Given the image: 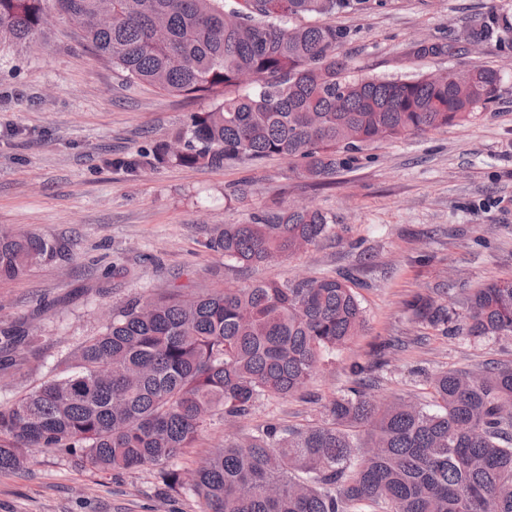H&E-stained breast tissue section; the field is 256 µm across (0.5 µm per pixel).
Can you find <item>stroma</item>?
Instances as JSON below:
<instances>
[{"label": "stroma", "mask_w": 512, "mask_h": 512, "mask_svg": "<svg viewBox=\"0 0 512 512\" xmlns=\"http://www.w3.org/2000/svg\"><path fill=\"white\" fill-rule=\"evenodd\" d=\"M512 22V0H386L327 18L348 29L343 51L357 75L413 78L481 64L500 70L502 96L473 122L378 142L333 185L318 187L284 158L221 169L166 166L131 178L107 159L136 151L206 112L130 80L94 55L79 25L50 13L44 44L0 55V225L64 242L62 260L0 280V330L19 339L0 357V405L65 374L113 308L139 294L207 293L253 281L319 278L350 271L365 324L300 391L261 397L246 417L214 421L177 460L198 467L224 443L264 425L318 424L325 404L400 340L376 372L379 400L431 401L442 372L478 374L512 363V336L475 340L418 322L404 302L420 294L454 313L473 289L512 278V43L469 44L489 17ZM448 56H410L422 40ZM249 182L239 198L237 188ZM309 204L334 219L329 235L284 261L251 268L203 248L214 228L240 224L272 201ZM0 512H199L196 500L164 492L154 466L104 471L58 450L32 452L20 471L0 472Z\"/></svg>", "instance_id": "35a3bbf8"}]
</instances>
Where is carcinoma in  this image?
I'll use <instances>...</instances> for the list:
<instances>
[{
    "label": "carcinoma",
    "instance_id": "carcinoma-1",
    "mask_svg": "<svg viewBox=\"0 0 512 512\" xmlns=\"http://www.w3.org/2000/svg\"><path fill=\"white\" fill-rule=\"evenodd\" d=\"M46 0H0V49L35 40ZM100 58L168 94L207 97L208 112L107 164L137 177L167 165L221 169L286 158L324 184L372 142L476 119L501 95L496 69L474 66L460 87L448 76L352 74L337 26L295 25L303 15L369 8L371 0H108L112 23L87 17L97 0H54ZM512 26L480 24L473 41H501ZM418 46V58L448 54ZM253 77V91L228 89ZM319 209L274 203L216 230L205 247L242 266L286 259L326 236ZM64 256L63 246L0 227V279ZM344 272L257 281L213 293L173 290L112 310L74 354L75 371L0 406V472L29 453L65 448L102 470L159 465L162 485L201 512H512V365L432 381L435 409L373 398L380 363L358 366L325 405L326 423L269 425L224 445L199 468L168 466L216 416L241 418L267 394L290 395L361 331L365 316ZM422 322L449 329L448 308L415 296ZM466 335L512 336V279L464 298Z\"/></svg>",
    "mask_w": 512,
    "mask_h": 512
}]
</instances>
